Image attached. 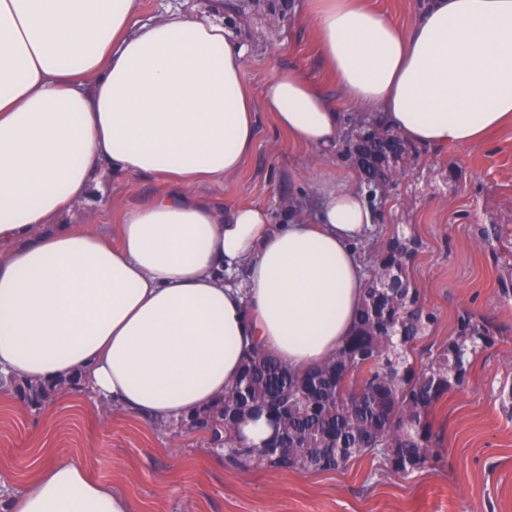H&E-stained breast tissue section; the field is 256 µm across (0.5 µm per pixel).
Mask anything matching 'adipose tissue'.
<instances>
[{
  "label": "adipose tissue",
  "mask_w": 512,
  "mask_h": 512,
  "mask_svg": "<svg viewBox=\"0 0 512 512\" xmlns=\"http://www.w3.org/2000/svg\"><path fill=\"white\" fill-rule=\"evenodd\" d=\"M136 5L0 0V389L79 372L98 401L157 422L212 405L250 354L293 371L332 358L376 211L352 178L278 221L194 193L252 152L247 48L223 23L140 22ZM306 22L349 99L409 144L457 150L512 121V0H423L404 29L361 0H312ZM262 98L315 160L335 152L345 115L301 70ZM103 171L167 180L122 206L114 243L61 221ZM0 512L136 507L50 458Z\"/></svg>",
  "instance_id": "1"
}]
</instances>
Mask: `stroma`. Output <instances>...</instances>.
I'll return each instance as SVG.
<instances>
[{"instance_id":"obj_1","label":"stroma","mask_w":512,"mask_h":512,"mask_svg":"<svg viewBox=\"0 0 512 512\" xmlns=\"http://www.w3.org/2000/svg\"><path fill=\"white\" fill-rule=\"evenodd\" d=\"M311 0H138V19L173 14L223 22L246 43L244 81L253 94L280 69H302L336 101L357 109L336 86L304 18ZM346 143L311 167L310 153L260 112L255 146L242 170L203 195L225 204L282 212L283 199L313 204L319 187L352 174ZM408 175L376 200L375 248L393 236L417 239L408 268L425 308L439 320L427 337L440 344L462 311L490 318L496 344L477 355L470 381L448 394L432 420L443 434L434 468L407 477L385 473L379 458L363 456L341 470L249 473L214 453L202 432L181 423L161 430L128 414H105L87 393L69 403L29 410L16 392L0 394V494L32 479L44 457L78 460L93 480L122 489L138 512H512V416L501 407L500 385L512 378V301L499 292L503 263L512 253V126L482 144L453 152L417 150ZM162 176L103 173L91 194L76 199L66 224L111 233L119 201L162 191ZM496 225L483 244L477 227Z\"/></svg>"}]
</instances>
